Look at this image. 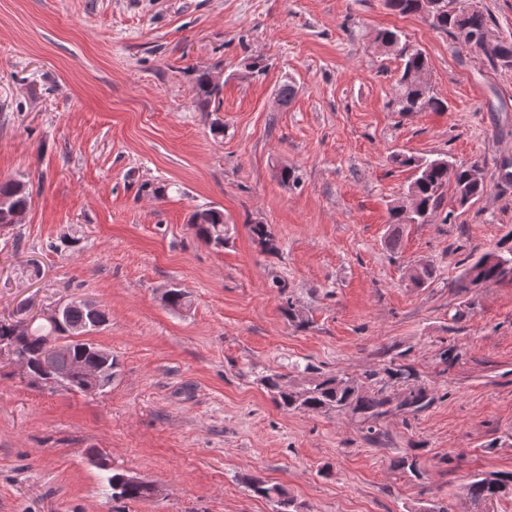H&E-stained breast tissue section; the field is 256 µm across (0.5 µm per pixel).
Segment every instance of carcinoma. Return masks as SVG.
<instances>
[{"label":"carcinoma","mask_w":512,"mask_h":512,"mask_svg":"<svg viewBox=\"0 0 512 512\" xmlns=\"http://www.w3.org/2000/svg\"><path fill=\"white\" fill-rule=\"evenodd\" d=\"M388 8L401 15L419 14L434 28L450 35L456 42L469 49L479 50L485 38L489 37V15L477 6L463 0H386ZM377 39L387 49H395L401 61L394 93L389 101L396 112H444L448 105L431 92V87L419 82L418 75L429 72L426 55L417 48L401 42L397 32L384 30ZM197 103L204 108L216 101L220 87L211 83L209 73L198 75L193 88ZM392 161L414 171V178L408 190L414 195L416 212L404 213L398 206L389 208V223L392 231L387 243L392 249L398 248L406 224H430L441 213L448 199L461 208L475 202L487 191L485 183L470 180V165L456 163L446 157L426 158L395 151ZM0 196L11 199L15 209L26 211L32 204L30 189L20 190L18 180L0 182ZM189 224L198 238L215 246H223L228 228L224 223V211L209 207L195 210ZM250 232L263 250L275 252L277 241L266 224H253ZM512 240V231L497 248L472 259L461 276L452 284L460 296L471 289L488 283H512V246L503 248ZM436 276V270L429 263L414 267L410 281L419 288L429 286ZM92 330V313L82 305H72L64 309L59 323H39L24 335L16 336L19 353L37 362L47 352L46 341L53 337L63 341V345L51 353V363L60 374L70 376L67 390L81 392L82 378L75 373L79 365L94 372L100 381L101 389L112 386L118 376L119 364L112 355L88 349L81 343L67 341L73 329ZM302 375L301 385L288 380V375L271 371L260 378V384L271 396L276 405L288 412L348 415L367 424L368 437L378 435L376 423L396 406L407 414L415 415L429 404V391L410 383L409 370L398 366L394 361L369 369L359 377L348 374L323 373L310 364L304 367L293 366ZM99 467L108 472L107 482L112 488V496L122 500L141 501L151 498L153 489L145 483H129L126 473L112 468L104 458L99 459ZM512 484V473L496 475L492 481L476 475L468 484L467 495L477 502L497 496L502 486ZM251 490L259 497L273 503L275 512H298V506L288 492L278 484L255 480Z\"/></svg>","instance_id":"carcinoma-1"}]
</instances>
